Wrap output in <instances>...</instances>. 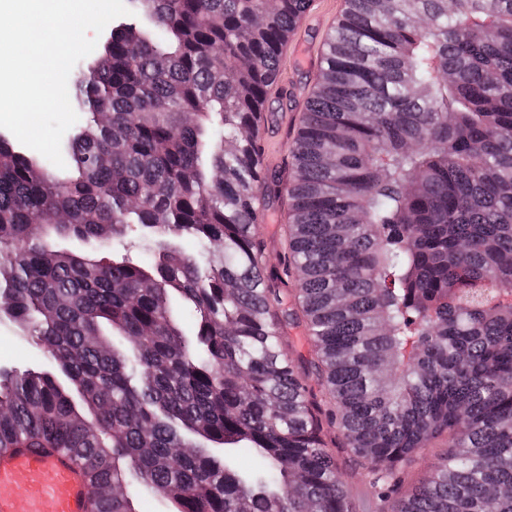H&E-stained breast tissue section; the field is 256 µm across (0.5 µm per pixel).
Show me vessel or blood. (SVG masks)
<instances>
[{"instance_id": "vessel-or-blood-1", "label": "vessel or blood", "mask_w": 512, "mask_h": 512, "mask_svg": "<svg viewBox=\"0 0 512 512\" xmlns=\"http://www.w3.org/2000/svg\"><path fill=\"white\" fill-rule=\"evenodd\" d=\"M89 498L85 470L68 454L0 453V512H89Z\"/></svg>"}]
</instances>
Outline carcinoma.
Wrapping results in <instances>:
<instances>
[{
	"mask_svg": "<svg viewBox=\"0 0 512 512\" xmlns=\"http://www.w3.org/2000/svg\"><path fill=\"white\" fill-rule=\"evenodd\" d=\"M132 2L66 167L0 140V317L48 363L0 371V451L73 453L91 512H364L358 476L372 512H512V0H347L287 178L255 127L311 0ZM265 216H271L273 223H267ZM264 217L259 223L258 233L266 242V253L270 263H275L277 255L283 253L288 238L286 198L270 203L264 211ZM284 332L288 337L291 358L295 361L310 360L312 348L304 324H287L284 327Z\"/></svg>",
	"mask_w": 512,
	"mask_h": 512,
	"instance_id": "carcinoma-1",
	"label": "carcinoma"
}]
</instances>
